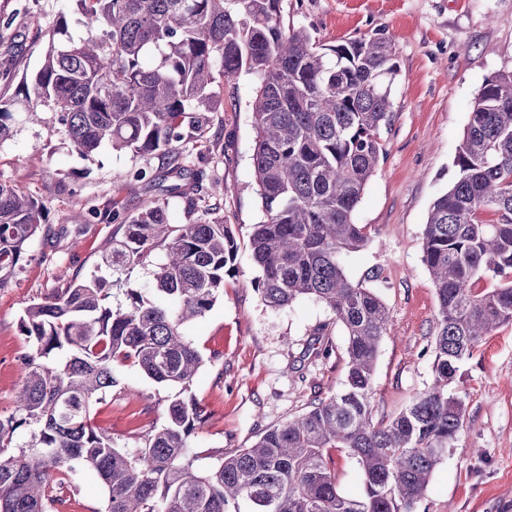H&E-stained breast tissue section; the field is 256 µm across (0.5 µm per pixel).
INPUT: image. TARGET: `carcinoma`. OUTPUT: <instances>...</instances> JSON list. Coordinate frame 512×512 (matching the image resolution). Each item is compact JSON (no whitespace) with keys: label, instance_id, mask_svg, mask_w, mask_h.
Instances as JSON below:
<instances>
[{"label":"carcinoma","instance_id":"cac0c4a2","mask_svg":"<svg viewBox=\"0 0 512 512\" xmlns=\"http://www.w3.org/2000/svg\"><path fill=\"white\" fill-rule=\"evenodd\" d=\"M71 2L75 23L58 15L36 73L0 98V143L11 137L15 114L50 112L85 159L103 146L161 157L164 174L147 165L133 179L182 183L142 201L96 272L26 306L21 327L33 352L17 400L22 418L0 419V512L64 507L53 473L77 466L103 483L105 512H413L465 423V403L448 386L484 336L512 323V70L478 90L455 180L424 225L422 262L439 313L432 382L376 422L377 353L390 313L373 289L348 277L343 257L367 244L354 213L394 118L399 69L390 39L375 33L322 44L284 24L282 0ZM242 73L255 80V290L272 308L323 303L345 328L347 372L338 392L198 471L188 440L206 412L184 392L204 359L184 329L224 294L238 245L215 217L221 182L205 196L187 181L194 157L183 145L208 130L216 76ZM172 199L188 218L177 227ZM42 221L37 200L0 182V288L23 268ZM155 257L154 291L163 301L128 280L126 304L112 305V273ZM483 279L490 286L475 290ZM124 361L179 388L166 423L134 451L92 423L94 405L116 386L114 363ZM24 425L30 441L12 453ZM335 448L359 467L362 496L338 490Z\"/></svg>","mask_w":512,"mask_h":512}]
</instances>
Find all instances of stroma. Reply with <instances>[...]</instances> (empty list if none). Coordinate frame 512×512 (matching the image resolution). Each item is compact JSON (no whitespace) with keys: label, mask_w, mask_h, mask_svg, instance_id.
Here are the masks:
<instances>
[{"label":"stroma","mask_w":512,"mask_h":512,"mask_svg":"<svg viewBox=\"0 0 512 512\" xmlns=\"http://www.w3.org/2000/svg\"><path fill=\"white\" fill-rule=\"evenodd\" d=\"M68 0H0V57L18 74L34 72L46 35ZM284 21L335 44L378 32L399 66L394 121L355 213L366 247L344 260L353 281L387 304L390 330L379 346L374 417L398 414L431 382L438 300L421 261L424 224L434 199L456 176L474 97L484 80L512 70V0H283ZM216 106L196 170L203 191L223 180L219 216L238 244L224 295L185 334L204 364L188 389L208 418L189 439L197 466L223 451L250 447L266 429L305 412L315 396L339 391L347 370L346 336L320 302L275 310L254 288L249 236L258 219L253 190V81L217 80ZM142 158L100 148L84 159L52 114L18 122L0 143V180L35 197L45 221L26 261L0 289V416L17 412L22 360L32 347L21 331L25 307L73 277L93 273L101 248L153 190L125 179ZM99 217L89 220L90 210ZM327 325L329 356L304 350ZM117 384L96 404L93 423L120 448L144 447L165 424L175 390L135 364L113 366ZM452 389L467 412L463 430L436 466L414 512H512V324L485 336L460 367ZM63 512H104L106 491L90 470L69 473Z\"/></svg>","instance_id":"stroma-1"}]
</instances>
